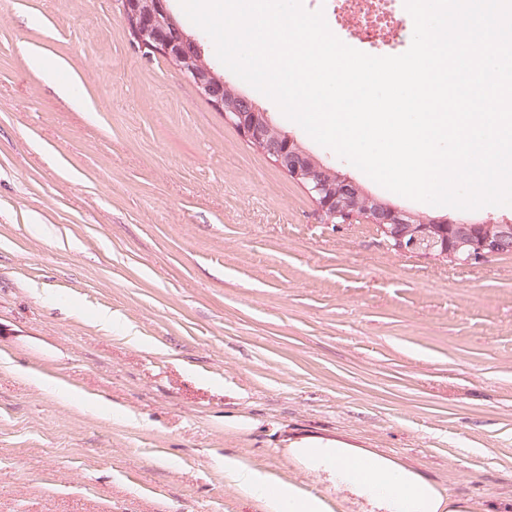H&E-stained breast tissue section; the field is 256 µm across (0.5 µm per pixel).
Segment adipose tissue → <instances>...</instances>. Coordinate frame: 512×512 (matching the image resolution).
<instances>
[{
    "label": "adipose tissue",
    "instance_id": "adipose-tissue-1",
    "mask_svg": "<svg viewBox=\"0 0 512 512\" xmlns=\"http://www.w3.org/2000/svg\"><path fill=\"white\" fill-rule=\"evenodd\" d=\"M289 458L314 481L327 484L335 500L312 494L304 485L275 481L241 461L224 460V477L262 502L265 512H473L467 498L445 495L419 470L365 448L297 447Z\"/></svg>",
    "mask_w": 512,
    "mask_h": 512
}]
</instances>
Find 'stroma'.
<instances>
[{
	"mask_svg": "<svg viewBox=\"0 0 512 512\" xmlns=\"http://www.w3.org/2000/svg\"><path fill=\"white\" fill-rule=\"evenodd\" d=\"M224 79L383 201L512 218L388 191ZM103 311L140 344L98 328ZM306 439L388 454L488 510L512 500V255L458 265L324 223L142 56L116 0H0V512H264L225 457L301 482L288 450Z\"/></svg>",
	"mask_w": 512,
	"mask_h": 512,
	"instance_id": "obj_1",
	"label": "stroma"
}]
</instances>
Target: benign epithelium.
<instances>
[{
	"instance_id": "benign-epithelium-1",
	"label": "benign epithelium",
	"mask_w": 512,
	"mask_h": 512,
	"mask_svg": "<svg viewBox=\"0 0 512 512\" xmlns=\"http://www.w3.org/2000/svg\"><path fill=\"white\" fill-rule=\"evenodd\" d=\"M120 20L126 25L143 56L163 55L197 89L199 94L224 112L248 142L257 147L290 177L308 187L318 210L328 224L349 223L362 218L377 227L399 252L449 257L462 264L478 263L492 256L512 254V221L489 218L482 222L446 217L421 216L382 201L365 192L353 180L309 158L295 139L271 134L267 113L246 96L232 93L224 77L200 54L188 51L187 37L166 0H120Z\"/></svg>"
}]
</instances>
